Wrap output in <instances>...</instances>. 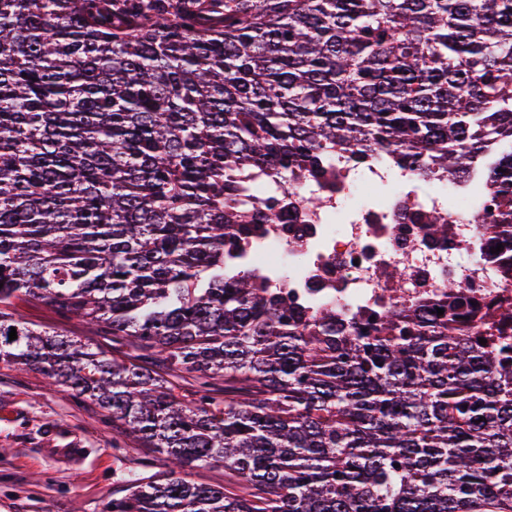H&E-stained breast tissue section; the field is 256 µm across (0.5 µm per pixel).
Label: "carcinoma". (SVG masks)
I'll return each instance as SVG.
<instances>
[{
  "label": "carcinoma",
  "instance_id": "carcinoma-1",
  "mask_svg": "<svg viewBox=\"0 0 512 512\" xmlns=\"http://www.w3.org/2000/svg\"><path fill=\"white\" fill-rule=\"evenodd\" d=\"M493 141L507 268L512 0H0V361L164 456L112 512H512L511 299L345 328L224 268L252 171L339 148L453 179ZM215 463L243 487L187 480ZM14 307L7 312H12L15 317H21L23 321L36 328H49L70 336V338L81 340L82 343L103 347L113 351L117 348L130 355H136L138 351L130 344L124 346H112V344L101 336L100 329L93 325H87L77 319H61L52 306L35 298H23L16 300Z\"/></svg>",
  "mask_w": 512,
  "mask_h": 512
}]
</instances>
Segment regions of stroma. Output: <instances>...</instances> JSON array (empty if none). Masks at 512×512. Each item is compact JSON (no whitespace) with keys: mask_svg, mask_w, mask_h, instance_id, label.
Instances as JSON below:
<instances>
[{"mask_svg":"<svg viewBox=\"0 0 512 512\" xmlns=\"http://www.w3.org/2000/svg\"><path fill=\"white\" fill-rule=\"evenodd\" d=\"M12 312L37 328L105 346L99 328L61 319L35 298ZM151 449L135 437L114 440L107 412L75 399L42 372L0 362V512H110L113 497L145 468Z\"/></svg>","mask_w":512,"mask_h":512,"instance_id":"obj_1","label":"stroma"}]
</instances>
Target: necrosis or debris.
<instances>
[{"label": "necrosis or debris", "instance_id": "4bbe7bcc", "mask_svg": "<svg viewBox=\"0 0 512 512\" xmlns=\"http://www.w3.org/2000/svg\"><path fill=\"white\" fill-rule=\"evenodd\" d=\"M495 152L488 147L453 181L392 154L359 159L343 151L316 179L255 172L238 200L255 222L234 254L295 306L335 308L347 326L418 304L434 309L452 283L486 303L510 297L512 272L496 261L488 230L496 221L487 170ZM272 211L281 223H267ZM427 214L446 223L444 238L421 223Z\"/></svg>", "mask_w": 512, "mask_h": 512}]
</instances>
